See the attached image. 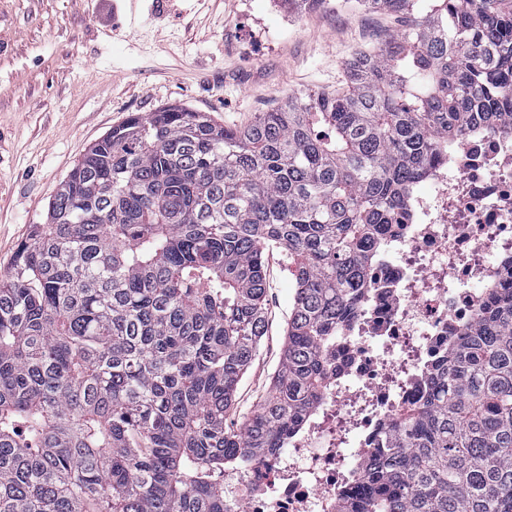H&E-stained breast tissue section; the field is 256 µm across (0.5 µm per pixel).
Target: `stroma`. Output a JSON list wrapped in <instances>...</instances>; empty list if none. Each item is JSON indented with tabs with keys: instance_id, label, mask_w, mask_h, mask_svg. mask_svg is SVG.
<instances>
[{
	"instance_id": "stroma-1",
	"label": "stroma",
	"mask_w": 512,
	"mask_h": 512,
	"mask_svg": "<svg viewBox=\"0 0 512 512\" xmlns=\"http://www.w3.org/2000/svg\"><path fill=\"white\" fill-rule=\"evenodd\" d=\"M400 26L337 0L300 13L279 0H0V272L129 114L177 104L243 126L288 95L342 87L355 51ZM264 261L268 330L234 426L272 388L295 293L279 251Z\"/></svg>"
}]
</instances>
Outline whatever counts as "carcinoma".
<instances>
[{
    "label": "carcinoma",
    "instance_id": "obj_1",
    "mask_svg": "<svg viewBox=\"0 0 512 512\" xmlns=\"http://www.w3.org/2000/svg\"><path fill=\"white\" fill-rule=\"evenodd\" d=\"M400 14L336 92L244 127L165 106L91 146L0 273V512H226L224 471L285 448L320 398L386 229L472 122L512 129V0ZM296 283L270 393L264 253ZM337 512H512V283L389 424Z\"/></svg>",
    "mask_w": 512,
    "mask_h": 512
}]
</instances>
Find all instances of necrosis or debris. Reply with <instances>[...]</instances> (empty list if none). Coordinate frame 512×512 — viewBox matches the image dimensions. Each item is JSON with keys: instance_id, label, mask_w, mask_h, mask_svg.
<instances>
[{"instance_id": "obj_1", "label": "necrosis or debris", "mask_w": 512, "mask_h": 512, "mask_svg": "<svg viewBox=\"0 0 512 512\" xmlns=\"http://www.w3.org/2000/svg\"><path fill=\"white\" fill-rule=\"evenodd\" d=\"M392 225L324 394L287 447L224 474L233 512H336L449 344L512 282V130L449 142Z\"/></svg>"}]
</instances>
